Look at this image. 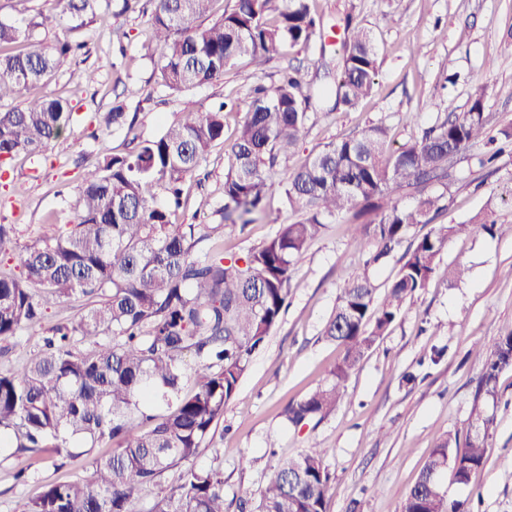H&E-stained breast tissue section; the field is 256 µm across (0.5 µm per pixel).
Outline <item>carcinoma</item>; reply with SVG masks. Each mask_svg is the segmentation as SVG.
I'll return each instance as SVG.
<instances>
[{"instance_id":"1","label":"carcinoma","mask_w":512,"mask_h":512,"mask_svg":"<svg viewBox=\"0 0 512 512\" xmlns=\"http://www.w3.org/2000/svg\"><path fill=\"white\" fill-rule=\"evenodd\" d=\"M102 0H60L58 12L25 21L0 19V101L43 86L86 44L55 39L33 48L4 47L32 39L35 30L92 23ZM158 83L173 94L221 81L224 69L247 56L261 71L288 49H308L324 25L313 0H238L211 18L216 0H149ZM335 106L353 109L372 95L378 53L371 30L346 22ZM324 92L303 88L296 70L281 72L270 87H253L224 174V219L245 227L273 191L300 219L245 256L213 251L200 259L195 247L203 227L174 224L184 184L199 172L224 139L221 101L188 103L180 119L152 140L103 158L83 173L75 220L54 225L19 253L22 274L0 272V339L37 330L44 312L73 294L94 300L76 323H62L41 350L22 364L0 371V451L14 448L70 459L73 449L103 441L111 449L93 459L89 481L47 482L18 512H224V474L218 467L190 465L207 447L224 409L234 398L251 355L260 349L288 299L295 268L329 220L351 213L360 224L350 236L366 256L345 280L323 336L343 350L329 378L305 397L288 403L295 427L330 415L345 396L346 383L365 354L399 318L407 299L438 274L464 280L467 268L440 270L448 243L461 236L494 235L496 222L434 224L400 257L384 298L372 271L390 258L415 224H433L446 209L445 193L399 206L404 193L429 184L448 188L451 158L477 144L490 116L486 92L477 88L467 112L447 116L421 135L393 148L388 127L371 124L327 143L295 168L285 166L303 140L311 110ZM70 103L44 94L23 108L0 111V170L18 156L39 159L48 143L70 125ZM105 127L133 126L127 104L115 95ZM90 345L81 349L76 343ZM195 353L198 388L183 393V355ZM468 355L483 362L479 390L496 394L499 374L512 366V329L490 347ZM174 408L148 414L144 407ZM494 416L479 412L455 450L459 432L439 440L402 504V512H460L440 491L444 476L466 485L485 462ZM178 474L177 484L163 486ZM330 475L317 445L282 462L255 493L244 489L241 512L259 497L254 512H327Z\"/></svg>"}]
</instances>
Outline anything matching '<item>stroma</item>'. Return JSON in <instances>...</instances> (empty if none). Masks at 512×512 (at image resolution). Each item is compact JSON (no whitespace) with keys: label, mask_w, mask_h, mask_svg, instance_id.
<instances>
[{"label":"stroma","mask_w":512,"mask_h":512,"mask_svg":"<svg viewBox=\"0 0 512 512\" xmlns=\"http://www.w3.org/2000/svg\"><path fill=\"white\" fill-rule=\"evenodd\" d=\"M325 21L352 16L374 34L379 68L373 94L350 111L314 117L294 156L301 163L332 140L366 125L384 122L398 147L438 114H462L471 92L487 93L492 129L512 124V0H315ZM87 52L71 60L47 85L0 102L1 109L25 107L44 94L74 108L70 128L50 142L43 159L17 158L0 177V224L15 228L12 244L0 249V269L16 270L15 244L33 243L54 224L69 223L81 174L105 156L125 153L133 137L152 139L178 118L186 103L217 101L245 104L255 83L271 84L286 66L298 68L304 87L324 81L318 47L294 48L254 71L240 59L224 79L175 97L158 85L152 31L146 15H115L100 9L89 26L71 31ZM124 93L133 128H108L98 116ZM241 115L227 114L224 141L217 144L202 172L188 180L175 223L190 224L197 208L206 221L224 227L223 239H206L197 253L223 247L243 256L261 246L281 225L295 221L279 194L269 195L247 226L224 222V173ZM479 147L454 159L444 224H467L488 215L495 236L462 237L449 243L443 264H461L468 277L457 285L442 278L409 299L391 333L377 343L347 383L343 401L317 426L288 427V402L326 380L343 351L325 340L323 329L345 279L362 256L345 218L332 220L297 265L289 306L264 346L251 357L234 398L214 433L213 446L194 461L207 467L221 461L224 510L238 512L240 488L259 490L282 459L318 443L331 475L328 512H401L436 441L465 429L477 412L494 416L487 459L469 485L445 481L450 499L466 512H512V369L503 370L495 396L478 394L481 361L469 357L473 345L492 344L512 329V155L493 168L480 167ZM444 349L430 362L433 349ZM278 445L269 455V442ZM97 449L56 467L51 454L39 463L29 456L0 452V512H16L19 502L38 494L55 479H90ZM28 467L26 482L15 472Z\"/></svg>","instance_id":"stroma-1"}]
</instances>
